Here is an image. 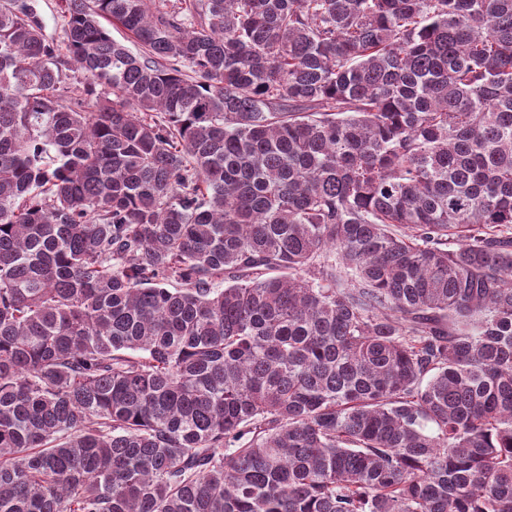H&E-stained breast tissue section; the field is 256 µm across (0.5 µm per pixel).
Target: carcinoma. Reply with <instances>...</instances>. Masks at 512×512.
<instances>
[{
  "instance_id": "cac0c4a2",
  "label": "carcinoma",
  "mask_w": 512,
  "mask_h": 512,
  "mask_svg": "<svg viewBox=\"0 0 512 512\" xmlns=\"http://www.w3.org/2000/svg\"><path fill=\"white\" fill-rule=\"evenodd\" d=\"M61 13L0 0V512H512V0ZM61 0H37L38 10L45 23V34L55 43L63 45V21L60 16Z\"/></svg>"
}]
</instances>
